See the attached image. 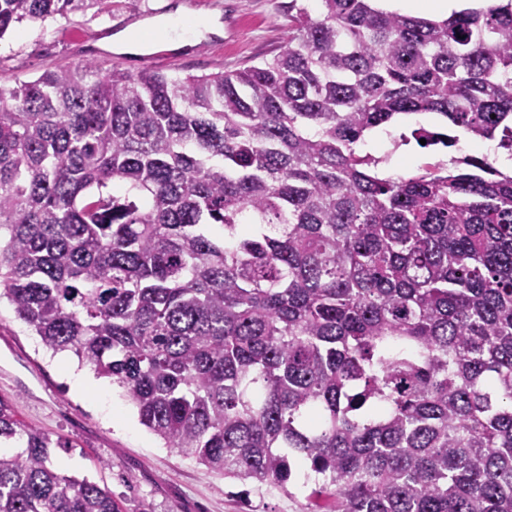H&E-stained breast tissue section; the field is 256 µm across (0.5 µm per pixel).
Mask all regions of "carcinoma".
Segmentation results:
<instances>
[{
    "instance_id": "obj_1",
    "label": "carcinoma",
    "mask_w": 512,
    "mask_h": 512,
    "mask_svg": "<svg viewBox=\"0 0 512 512\" xmlns=\"http://www.w3.org/2000/svg\"><path fill=\"white\" fill-rule=\"evenodd\" d=\"M99 0H0V39ZM292 3L232 73L89 61L0 84V299L165 447L302 512H512V171L381 177L428 112L512 157V0L444 19ZM0 512H120L0 398Z\"/></svg>"
}]
</instances>
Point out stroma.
Instances as JSON below:
<instances>
[{"label": "stroma", "instance_id": "35a3bbf8", "mask_svg": "<svg viewBox=\"0 0 512 512\" xmlns=\"http://www.w3.org/2000/svg\"><path fill=\"white\" fill-rule=\"evenodd\" d=\"M289 2L100 0L45 25H17L0 39V81L11 86L88 61L115 63L133 74L233 72L278 52L288 38ZM178 10L189 19H216L219 32L170 49L171 59L157 65L139 52L116 58V34ZM77 366L76 357L44 349L8 303L0 304V398L29 426L69 441V449L52 451L59 472L105 487L122 512H300L305 491L291 498L273 487L230 480L165 448L110 379L96 378L92 393H73L66 371ZM113 410L122 412V422L112 421Z\"/></svg>", "mask_w": 512, "mask_h": 512}]
</instances>
